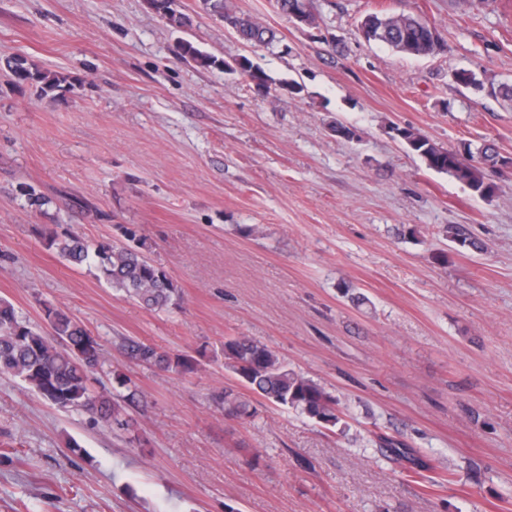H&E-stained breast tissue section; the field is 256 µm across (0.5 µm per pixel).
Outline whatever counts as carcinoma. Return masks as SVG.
<instances>
[{"label": "carcinoma", "instance_id": "cac0c4a2", "mask_svg": "<svg viewBox=\"0 0 512 512\" xmlns=\"http://www.w3.org/2000/svg\"><path fill=\"white\" fill-rule=\"evenodd\" d=\"M275 2L280 13L288 17L297 13L310 26L317 25L313 0ZM150 5L174 28L192 25L191 16L176 8V0H150ZM200 6L248 44L270 45L275 41L271 30L248 16L228 10L224 0H200ZM358 30L368 44H374L380 38L396 51L415 57L434 52V35L438 32L437 27L416 15L380 12L365 14L359 21ZM174 53L177 59L204 68L217 63L214 57L189 40L179 41ZM224 68L230 72H246L259 91L269 90L274 83L295 95L303 91V86L294 80H274L246 57L238 60L236 66L226 64ZM11 72L17 84H36L44 95L58 90L73 92L77 88L73 77L43 71L21 57L13 59ZM452 80L474 94H481L486 89L485 81L471 70L462 78L452 73ZM392 131L426 169L448 175L487 201L495 196L497 189L490 174L503 169L512 160L501 155L492 143H483L476 148L468 146L461 152L440 146L411 127L397 126ZM15 192L28 207L40 213L52 204V199L30 184H18ZM127 235V243L102 239L89 245L66 232L53 231L46 237V246L72 264H94L113 289L149 310L177 305L180 291L168 272L144 255L145 242L136 238V233L129 231ZM45 320L50 327L48 332L22 319L10 302L0 299V374L20 380L47 404L58 409L81 412L111 428L130 433L136 431L137 421L128 414L126 405L135 403L139 393L134 390L119 401L107 387L93 385L95 372L104 364L98 338L61 309L45 307ZM119 350L136 364L154 366L162 371H189L194 363L191 355L161 352L155 345L140 339L123 340ZM224 360L242 386L268 402L299 410L326 428L342 421L339 399L314 380L289 368L267 345L245 336L228 338L224 340ZM218 399L224 404V413L228 417L245 420L253 415L250 404L232 389H224Z\"/></svg>", "mask_w": 512, "mask_h": 512}]
</instances>
